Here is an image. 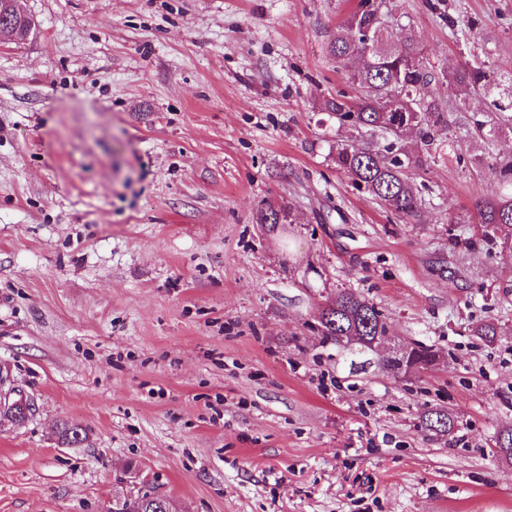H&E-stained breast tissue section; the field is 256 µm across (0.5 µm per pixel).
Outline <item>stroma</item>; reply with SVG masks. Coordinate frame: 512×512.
<instances>
[{
    "label": "stroma",
    "instance_id": "stroma-1",
    "mask_svg": "<svg viewBox=\"0 0 512 512\" xmlns=\"http://www.w3.org/2000/svg\"><path fill=\"white\" fill-rule=\"evenodd\" d=\"M358 0H21L0 38V512H110L146 481L180 512H512V249L452 224L504 188L491 96L452 112L399 218L336 165L366 133L328 44ZM450 71L512 72V0H386ZM286 203L292 220L260 224ZM350 289L369 349L324 341ZM493 322L495 342L475 336ZM423 345L436 361L384 363ZM442 411L450 434L423 416ZM83 439H62L63 427ZM322 336L336 344L363 343L357 336L373 340L375 336H386L389 332L382 313L373 302L345 289L334 299L328 300L319 317ZM356 336H346L347 333ZM340 341H339V338Z\"/></svg>",
    "mask_w": 512,
    "mask_h": 512
}]
</instances>
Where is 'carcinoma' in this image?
<instances>
[{"mask_svg":"<svg viewBox=\"0 0 512 512\" xmlns=\"http://www.w3.org/2000/svg\"><path fill=\"white\" fill-rule=\"evenodd\" d=\"M383 0L370 3L359 0L356 10L336 27L329 42V51L357 99L348 103L341 98L323 102V110L342 125H350L369 133L370 137L386 134L393 138L384 148L370 142L364 147L336 148V165L350 176L354 185L371 195L387 209L402 218L414 220L420 216L422 199L416 184L407 171L419 166L421 158L413 156L400 145V129L412 124L420 130L421 140L429 146L451 133L448 122L441 118L447 111L445 91L456 101L457 108L467 104L470 95L478 91L505 96L507 104L494 103L496 110L512 107V73L490 81L484 63L465 64L452 72L436 73L422 54L415 35L407 32L393 36L381 25L378 11ZM381 41L380 52L365 53L363 36ZM498 180L512 186V155L492 166ZM290 216L285 204H269L257 214L259 224H283ZM475 220L480 227L481 241L487 244H509L512 236V192L475 203ZM322 336L331 341L353 333L369 340L385 336L389 329L382 313L374 303L352 290L345 289L327 301L319 317ZM426 427L435 433L453 428L448 414L435 411L424 415ZM494 455L512 462V427L498 432L494 439ZM132 504L135 512H175L169 498L140 488L114 504L112 512H126Z\"/></svg>","mask_w":512,"mask_h":512,"instance_id":"cac0c4a2","label":"carcinoma"}]
</instances>
